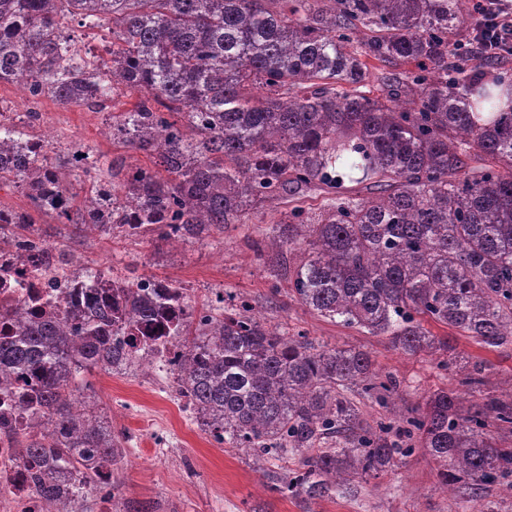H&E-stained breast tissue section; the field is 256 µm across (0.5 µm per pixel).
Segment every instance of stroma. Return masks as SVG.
I'll return each instance as SVG.
<instances>
[{"instance_id":"1","label":"stroma","mask_w":512,"mask_h":512,"mask_svg":"<svg viewBox=\"0 0 512 512\" xmlns=\"http://www.w3.org/2000/svg\"><path fill=\"white\" fill-rule=\"evenodd\" d=\"M30 111L40 114L57 154H67L77 144L92 149L101 163L116 170L154 165L153 159L121 140L104 136L113 111L65 107L48 97L28 98L15 85H0V122L12 123L13 113ZM327 199L324 190H303L247 211L239 223L203 242L162 248L148 235L99 242L91 235H70L68 226L54 216H41L40 222L50 243L71 246L78 257L111 264L119 278L154 276L172 282L201 308L220 295L243 301L288 336L302 334L315 344L368 351L378 372L396 380L397 390L385 407L354 395L364 424L375 425L381 418L399 423L440 388L472 398L474 393L461 385L463 372L451 366L452 360L461 358L483 365L481 394L512 400V340L488 348L459 336L449 351L409 355L395 348L389 337L318 317L296 300L282 271L295 257L281 251L272 229L292 207L316 210ZM82 385L99 397L113 434L126 438V463L120 474L123 499L151 512H512V481L502 480L482 497L460 501L439 488L437 466L420 449L361 483L354 495L308 501L285 497L271 491L272 477L297 468L298 457L287 455L258 465L252 454L217 444L192 419L171 384L146 372L111 375L94 369L84 373Z\"/></svg>"}]
</instances>
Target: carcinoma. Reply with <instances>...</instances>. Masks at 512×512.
<instances>
[{
  "instance_id": "carcinoma-1",
  "label": "carcinoma",
  "mask_w": 512,
  "mask_h": 512,
  "mask_svg": "<svg viewBox=\"0 0 512 512\" xmlns=\"http://www.w3.org/2000/svg\"><path fill=\"white\" fill-rule=\"evenodd\" d=\"M469 0H0V83L62 106L105 107L134 91V108L107 128L158 160L104 184L99 167L68 159L90 185L73 208L59 165L15 170L30 211L0 236L54 214L107 238L151 235L202 242L248 208L324 186L319 211L296 206L276 225L298 254L288 279L320 317L388 336L408 354L448 350L432 321L495 348L512 338V80L500 55L473 57L461 39ZM78 20L108 28L106 55L67 33ZM411 68L378 77L368 59ZM26 132L0 126V157ZM365 183L371 197L344 195ZM112 280L62 318L16 312L19 339L0 341V372L27 374L28 404L53 429L16 440L19 458L55 512H81L56 483L60 465L92 478L126 449L105 412L78 414L80 370L130 361L125 336L180 349L166 373L216 443L257 457L304 455L272 489L306 500L352 495L356 484L422 449L440 488L467 501L512 476V448L487 434L512 428V402L466 404L431 393L390 426L363 424L351 394L379 404L396 390L368 352L317 349L280 335L240 305L175 316L179 292L154 279Z\"/></svg>"
}]
</instances>
